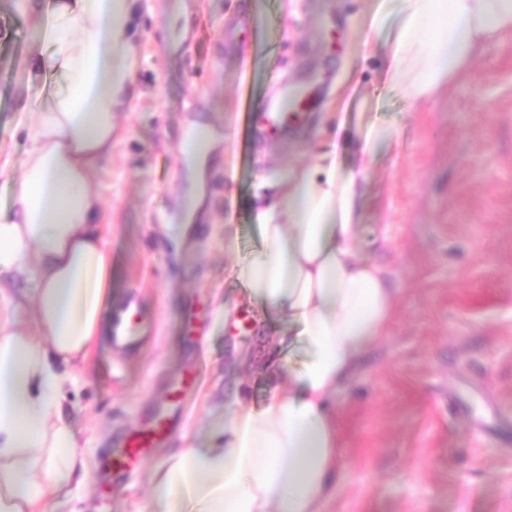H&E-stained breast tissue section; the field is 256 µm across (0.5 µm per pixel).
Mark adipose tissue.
<instances>
[{
  "label": "adipose tissue",
  "mask_w": 512,
  "mask_h": 512,
  "mask_svg": "<svg viewBox=\"0 0 512 512\" xmlns=\"http://www.w3.org/2000/svg\"><path fill=\"white\" fill-rule=\"evenodd\" d=\"M383 68L389 86L424 96L453 81L479 48L512 31V0H399ZM135 0H18L34 19L24 61L57 89L27 102L22 174L0 160L12 207L0 212V512L43 503L87 478L62 390L88 360L111 296L104 198L113 115L128 98ZM365 164L342 169L338 144L289 178L257 213L262 247L235 269L264 313L285 318L276 352L300 367L265 370L261 407L233 403L205 446L188 445L151 475L143 512H323L342 447L334 397L384 335L394 291L356 243Z\"/></svg>",
  "instance_id": "adipose-tissue-1"
}]
</instances>
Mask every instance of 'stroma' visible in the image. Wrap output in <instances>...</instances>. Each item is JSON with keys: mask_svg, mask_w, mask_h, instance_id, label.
<instances>
[{"mask_svg": "<svg viewBox=\"0 0 512 512\" xmlns=\"http://www.w3.org/2000/svg\"><path fill=\"white\" fill-rule=\"evenodd\" d=\"M379 0H139L133 92L120 140L98 176L112 252V305L135 303L145 340L119 350L97 337L63 390L89 479L48 512H143L150 474L241 400L266 396L265 357L235 267L261 246L257 207L337 137L352 163L366 127L394 134L365 186L360 257L396 288L392 322L338 390L344 448L325 512H512V32L430 96L386 87ZM31 21L0 0V155L21 162L41 93L24 70ZM312 97L284 138L255 140L248 117L281 82ZM207 127V198L184 206ZM236 227L226 246L224 227ZM197 374L172 438L127 480L107 486L103 460L176 377Z\"/></svg>", "mask_w": 512, "mask_h": 512, "instance_id": "obj_1", "label": "stroma"}]
</instances>
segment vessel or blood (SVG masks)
Wrapping results in <instances>:
<instances>
[{
	"label": "vessel or blood",
	"mask_w": 512,
	"mask_h": 512,
	"mask_svg": "<svg viewBox=\"0 0 512 512\" xmlns=\"http://www.w3.org/2000/svg\"><path fill=\"white\" fill-rule=\"evenodd\" d=\"M308 104L301 93L281 87L278 93L267 99L263 112L251 115L250 123L257 137L263 139L278 138L287 134L289 127L300 118L301 110ZM140 321L136 310L124 307L112 316V344L120 349L140 345ZM195 375H187L173 382L167 393V404L131 430L118 448H115L108 467L115 474H132L147 458L153 448L164 444L174 433L184 397L195 384Z\"/></svg>",
	"instance_id": "1"
}]
</instances>
